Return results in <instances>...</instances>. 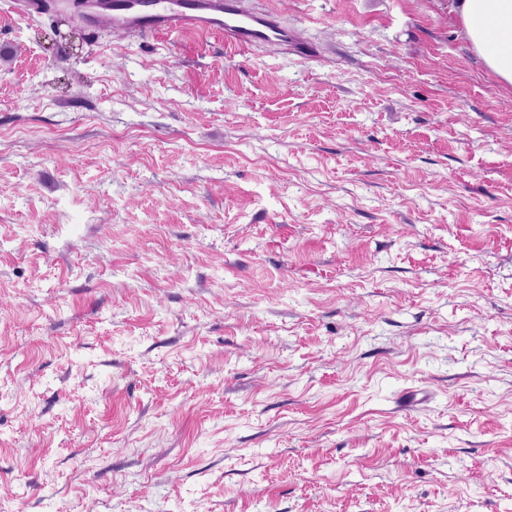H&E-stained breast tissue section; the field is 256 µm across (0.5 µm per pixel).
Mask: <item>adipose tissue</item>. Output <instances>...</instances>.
I'll list each match as a JSON object with an SVG mask.
<instances>
[{
  "label": "adipose tissue",
  "instance_id": "ef3b65f1",
  "mask_svg": "<svg viewBox=\"0 0 512 512\" xmlns=\"http://www.w3.org/2000/svg\"><path fill=\"white\" fill-rule=\"evenodd\" d=\"M450 8L486 67L512 85V0H451Z\"/></svg>",
  "mask_w": 512,
  "mask_h": 512
}]
</instances>
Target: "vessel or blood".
Here are the masks:
<instances>
[{"mask_svg": "<svg viewBox=\"0 0 512 512\" xmlns=\"http://www.w3.org/2000/svg\"><path fill=\"white\" fill-rule=\"evenodd\" d=\"M85 20L93 28L109 26L139 35L162 33L173 39L187 32L220 34L225 44L243 52L273 45L302 58L317 53L271 11L246 9L241 0H112L109 8L88 10Z\"/></svg>", "mask_w": 512, "mask_h": 512, "instance_id": "1", "label": "vessel or blood"}]
</instances>
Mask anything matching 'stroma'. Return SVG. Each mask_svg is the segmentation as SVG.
<instances>
[{
  "mask_svg": "<svg viewBox=\"0 0 512 512\" xmlns=\"http://www.w3.org/2000/svg\"><path fill=\"white\" fill-rule=\"evenodd\" d=\"M449 2L243 0L309 61L0 4V512H512V85Z\"/></svg>",
  "mask_w": 512,
  "mask_h": 512,
  "instance_id": "obj_1",
  "label": "stroma"
}]
</instances>
